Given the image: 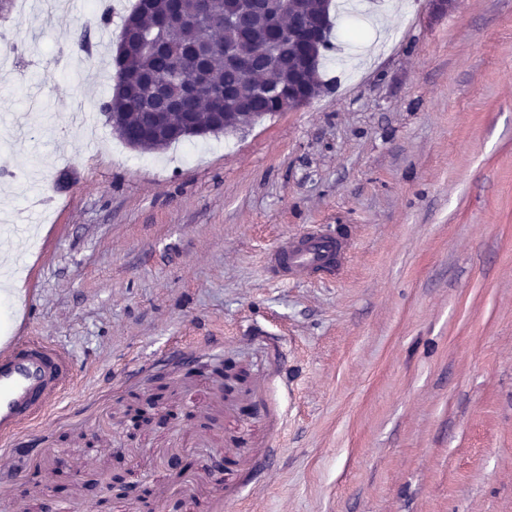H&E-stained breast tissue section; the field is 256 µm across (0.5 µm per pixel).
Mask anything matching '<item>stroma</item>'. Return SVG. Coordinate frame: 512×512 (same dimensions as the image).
<instances>
[{
	"label": "stroma",
	"mask_w": 512,
	"mask_h": 512,
	"mask_svg": "<svg viewBox=\"0 0 512 512\" xmlns=\"http://www.w3.org/2000/svg\"><path fill=\"white\" fill-rule=\"evenodd\" d=\"M400 2L337 0L308 107L161 152L106 124L113 69L78 45L122 19L0 11V218L25 229L0 318L76 375L0 439V512H41L62 458L70 512H512V0ZM319 226L343 269L269 279ZM158 392L192 420L128 429ZM114 473L149 503L87 502Z\"/></svg>",
	"instance_id": "1"
}]
</instances>
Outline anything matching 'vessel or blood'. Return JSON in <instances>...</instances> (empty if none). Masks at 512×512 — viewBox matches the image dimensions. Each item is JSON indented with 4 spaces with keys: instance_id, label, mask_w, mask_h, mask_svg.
Listing matches in <instances>:
<instances>
[{
    "instance_id": "vessel-or-blood-1",
    "label": "vessel or blood",
    "mask_w": 512,
    "mask_h": 512,
    "mask_svg": "<svg viewBox=\"0 0 512 512\" xmlns=\"http://www.w3.org/2000/svg\"><path fill=\"white\" fill-rule=\"evenodd\" d=\"M347 258L344 238L312 231L285 244L266 258L277 279L302 274H329ZM74 383L67 355L34 336H14L0 348V435L9 436L41 416Z\"/></svg>"
}]
</instances>
